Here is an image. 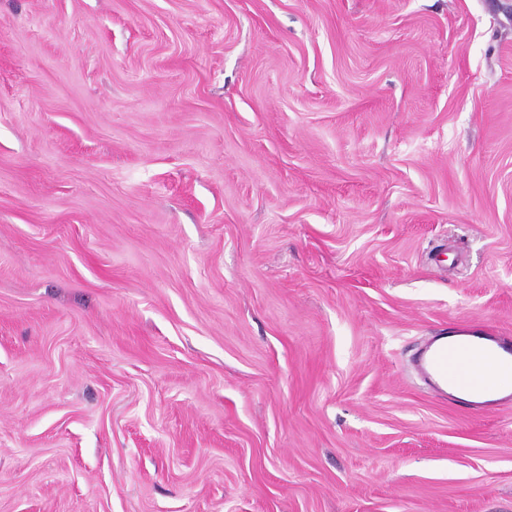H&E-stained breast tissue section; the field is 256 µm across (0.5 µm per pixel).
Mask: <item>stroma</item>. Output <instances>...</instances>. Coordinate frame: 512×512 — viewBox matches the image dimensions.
Segmentation results:
<instances>
[{"instance_id": "stroma-1", "label": "stroma", "mask_w": 512, "mask_h": 512, "mask_svg": "<svg viewBox=\"0 0 512 512\" xmlns=\"http://www.w3.org/2000/svg\"><path fill=\"white\" fill-rule=\"evenodd\" d=\"M512 0H0V512H512ZM460 341L438 338L419 358L421 372L440 393L460 401L454 391H476L483 400L466 402L483 410L512 401V336L488 332L479 336L455 334ZM448 391L444 392V388Z\"/></svg>"}]
</instances>
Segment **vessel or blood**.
Returning <instances> with one entry per match:
<instances>
[{"mask_svg":"<svg viewBox=\"0 0 512 512\" xmlns=\"http://www.w3.org/2000/svg\"><path fill=\"white\" fill-rule=\"evenodd\" d=\"M419 368L436 390L479 393L480 409L512 403V336L436 339L421 354Z\"/></svg>","mask_w":512,"mask_h":512,"instance_id":"b4317fda","label":"vessel or blood"}]
</instances>
